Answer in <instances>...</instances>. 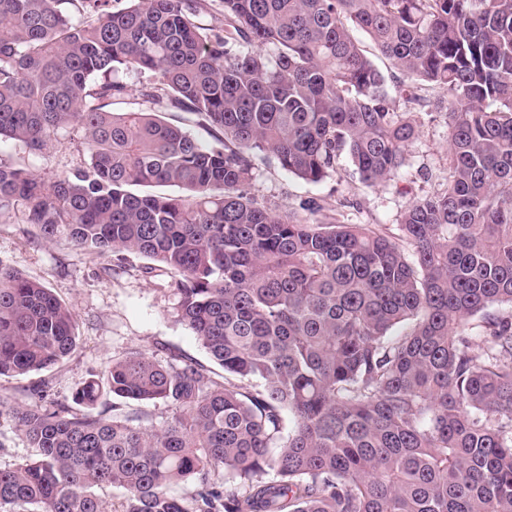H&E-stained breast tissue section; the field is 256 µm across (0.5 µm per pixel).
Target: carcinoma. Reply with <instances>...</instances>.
<instances>
[{"label":"carcinoma","mask_w":512,"mask_h":512,"mask_svg":"<svg viewBox=\"0 0 512 512\" xmlns=\"http://www.w3.org/2000/svg\"><path fill=\"white\" fill-rule=\"evenodd\" d=\"M220 2L216 26L201 0H0V140L86 156L56 177L0 156V218L145 258L224 371L132 349L69 402L0 396L34 449L0 468V512H108L106 488L117 512H512V0ZM355 30L444 92L448 186L397 235L248 190L259 155L309 183L344 154L367 185L399 174L417 127ZM129 73L147 106L115 112ZM76 341L66 304L0 266V376ZM113 401L118 404L117 406H119V408L121 409L120 411L122 412L139 410L148 414L150 420L155 425L162 423L166 419L170 418L173 413L171 408L168 407L163 402L137 404L122 399H114Z\"/></svg>","instance_id":"carcinoma-1"}]
</instances>
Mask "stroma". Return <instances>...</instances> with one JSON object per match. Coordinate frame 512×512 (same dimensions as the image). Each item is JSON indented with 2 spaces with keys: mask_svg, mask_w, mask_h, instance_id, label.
<instances>
[{
  "mask_svg": "<svg viewBox=\"0 0 512 512\" xmlns=\"http://www.w3.org/2000/svg\"><path fill=\"white\" fill-rule=\"evenodd\" d=\"M399 111L419 129L409 146L406 164L394 180L379 186L361 182L350 159L341 157L338 172L314 184L281 169L271 159H256L250 191L257 201L278 212L298 209L316 199L323 217L347 224L396 232L408 204L448 185V119L434 106L400 102ZM0 153L24 158L36 174L54 176L80 164L84 155L76 141L62 138L40 155H24L13 142H1ZM143 258L121 263L97 259L67 242L47 243L27 224L22 209L0 218V265L40 280L74 314L79 342L62 366L23 376H1L0 395L17 404L27 391L47 383L51 400H70L90 374L136 349L160 359L177 354L202 365L211 360L191 330L173 313L175 299L156 278L143 271Z\"/></svg>",
  "mask_w": 512,
  "mask_h": 512,
  "instance_id": "stroma-1",
  "label": "stroma"
}]
</instances>
